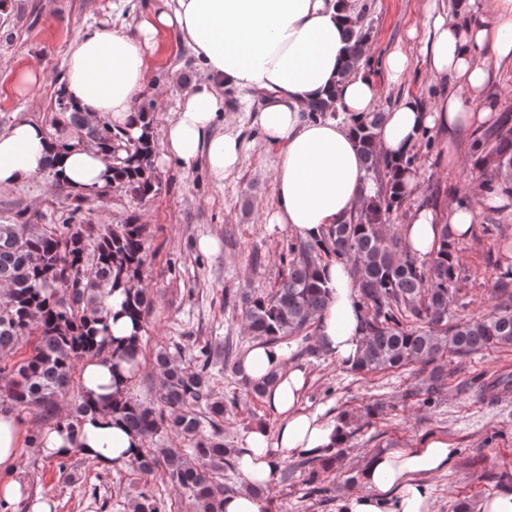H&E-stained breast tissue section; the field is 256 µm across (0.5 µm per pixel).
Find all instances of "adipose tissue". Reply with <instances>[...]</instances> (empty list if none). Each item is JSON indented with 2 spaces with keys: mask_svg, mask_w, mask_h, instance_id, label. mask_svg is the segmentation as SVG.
<instances>
[{
  "mask_svg": "<svg viewBox=\"0 0 512 512\" xmlns=\"http://www.w3.org/2000/svg\"><path fill=\"white\" fill-rule=\"evenodd\" d=\"M458 4L465 20L449 21L430 8L422 53L431 78L457 82L460 94L439 96L430 106L413 94L403 95L377 131L381 154L411 155L435 129L447 132L455 151L462 132L496 120L500 103L485 95L491 77L486 61L512 64V0ZM359 6V0H158L135 31L91 28L74 40L65 90L88 119L105 114L115 128L139 134L146 56L155 49L160 31L175 32L192 46L202 73L168 126L167 157L188 167L205 160L211 177L223 181L237 169L243 150L236 133L212 131L224 110V92L260 99L255 122L263 143L279 155L276 204L269 221L290 225L299 237L314 242L377 189L352 128L376 108L378 85L360 67L346 79L338 77L347 57L345 29ZM319 100L337 106L340 119L308 118L305 106ZM51 143L43 124L17 121L0 135V184L39 174ZM60 170L76 193L104 185L110 176L101 155L79 146L64 156ZM477 214L476 206L453 200L442 207L415 209L402 230L403 241L412 253L427 257L437 246L440 225H447L453 238H465ZM322 276L331 298L318 333L328 354L350 367L362 344L356 288L345 264L326 266ZM241 368L255 383L270 372L278 374L276 385L265 393L267 409L279 421L277 433L253 428L237 457L248 484L271 485L278 458L316 456L341 441V421L320 418L302 406L306 374L291 362L286 345L255 341ZM129 384L127 365L116 367L102 358L83 361L81 391L91 409L76 426L63 420L44 430L42 454L57 458L76 451L106 468L125 465L142 440L113 415L111 405ZM454 456L448 441L438 437L417 448L377 455L363 473L366 492L344 494L339 512H432L424 478L448 469Z\"/></svg>",
  "mask_w": 512,
  "mask_h": 512,
  "instance_id": "obj_1",
  "label": "adipose tissue"
}]
</instances>
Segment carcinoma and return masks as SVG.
Listing matches in <instances>:
<instances>
[{"label": "carcinoma", "instance_id": "cac0c4a2", "mask_svg": "<svg viewBox=\"0 0 512 512\" xmlns=\"http://www.w3.org/2000/svg\"><path fill=\"white\" fill-rule=\"evenodd\" d=\"M361 13L346 29L348 58L339 73L344 79L363 59L369 43L368 28ZM155 106L140 108L141 133L134 136L118 131L105 117L90 123L84 113L57 92L51 119L57 152L49 155L45 170L54 186L63 188L58 166L59 154L75 145L91 147L105 159L119 153L112 163V180L100 188L74 195L61 212L58 223L36 228L38 216L19 208L0 218V351L11 348L22 336H34L31 355L16 369L0 365L1 406L39 404L51 407L70 382L74 361L85 355L112 357L115 351L105 335L107 308L105 288H126L124 306L134 317L145 318L150 309V291L143 285L146 262V225L137 216L107 228L97 238L93 256H88L83 207L93 197L123 188L143 201L159 189L153 166ZM381 112H369L356 123L358 146L368 174L380 183L377 196L364 202L349 219L332 225L320 244L303 243L288 248V273L270 294L242 297V322L248 335L281 343L297 335L323 313L330 298L327 283L318 275L322 258L350 265L353 283L362 308V352L353 370L363 373L397 369L418 363L429 371L432 384L409 396L421 397V404H434L443 386L445 360L464 358L484 350L512 346V268L500 272L491 288L499 300L487 313L448 319L450 297L459 279L458 264L449 240L448 225L440 228L438 248L430 262H421L404 250L401 240L387 232L389 217L405 202L398 169L413 165L412 157L390 161L375 147L376 130L383 124ZM470 174L480 180L484 194H510L507 183L484 177L482 166L496 172L512 169V117L505 115L499 127L474 137ZM141 343L119 355L135 368L143 364ZM201 367L185 366L165 347L152 356L153 369L161 377L158 392L161 408L134 401L131 397L113 401L112 411L143 440L154 441L173 431L187 438L192 448H142L130 462L135 472H162L163 477L188 494L193 512H224V486L214 472L231 466L235 449L224 447L217 421L224 418L227 405L209 390L207 368L211 350L203 346ZM231 371L243 385L259 396L272 386L276 374L260 383L242 375L240 359ZM485 395L494 397L512 389V380L498 377L482 382ZM211 416L213 431L202 430L196 408ZM132 512H160L152 493L142 492L130 504Z\"/></svg>", "mask_w": 512, "mask_h": 512}]
</instances>
